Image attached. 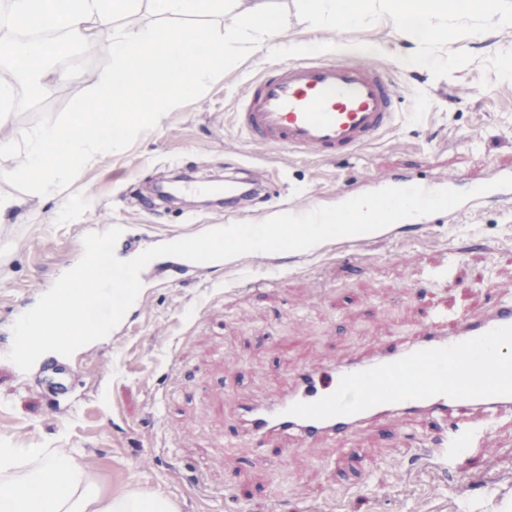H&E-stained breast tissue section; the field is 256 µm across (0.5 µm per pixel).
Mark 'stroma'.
I'll list each match as a JSON object with an SVG mask.
<instances>
[{"label": "stroma", "instance_id": "1", "mask_svg": "<svg viewBox=\"0 0 512 512\" xmlns=\"http://www.w3.org/2000/svg\"><path fill=\"white\" fill-rule=\"evenodd\" d=\"M255 0H241L240 9ZM285 41H329L338 57L382 67L400 100L394 127L349 157H302L249 142L236 122L252 81L285 63L272 45L216 62L200 89L112 154L76 170L69 183L36 193L0 178V194L24 206L0 224V347L12 340L22 304L51 287L83 254L86 234L122 225L116 245L126 260L175 232L233 224L239 211L260 222L289 204L337 202L375 190L376 179L439 175L471 183L512 169V76L498 57L512 53V28L476 16L448 22L447 38L413 46L390 16L336 30L313 28L301 0H264ZM240 9L162 19L149 6L122 25L234 30ZM442 61L410 72L409 50ZM112 60L68 63L67 92L32 103L12 79L10 133L66 122L80 111ZM466 102H456L462 89ZM265 174L258 197L190 206L165 201L153 186L182 173L216 183L246 170ZM94 201L72 204L78 191ZM142 305L127 330L76 351L69 398L50 392L39 371L18 378L0 358V443L24 448H82L103 489L138 485L164 492L178 512H512V418L501 417L483 448L463 462L440 458L446 429L394 416L333 441L297 440L285 462L262 459L242 444L240 404L264 401L295 369L344 358L369 359L384 340L411 338L436 312L477 314L512 301V201L487 200L461 215L404 220L361 249L352 239L239 268L141 274ZM468 483L470 496L453 488Z\"/></svg>", "mask_w": 512, "mask_h": 512}]
</instances>
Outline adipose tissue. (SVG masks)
<instances>
[{"label": "adipose tissue", "mask_w": 512, "mask_h": 512, "mask_svg": "<svg viewBox=\"0 0 512 512\" xmlns=\"http://www.w3.org/2000/svg\"><path fill=\"white\" fill-rule=\"evenodd\" d=\"M155 14L170 17L223 12L237 0H149ZM308 22L318 29L358 26L392 13L399 33L427 44L446 37L442 16L495 18L512 27V0H302ZM140 0H0V24L43 18L63 38L11 47L10 58L24 75L52 83L62 73L48 69L49 56L72 46L104 43L112 67L93 86L82 111L70 122L50 124L26 136V163L6 171L9 179L30 181L36 191L69 182L88 161L106 156L135 133L153 126L170 108L210 77L214 61L248 55L256 45L279 36L276 16L263 4L241 15L238 31L216 44L203 31L127 29L119 18L134 13ZM0 512H177L174 502L157 490L138 486L104 492L79 448H12L0 445Z\"/></svg>", "instance_id": "adipose-tissue-1"}]
</instances>
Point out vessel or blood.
I'll use <instances>...</instances> for the list:
<instances>
[{
    "label": "vessel or blood",
    "instance_id": "obj_1",
    "mask_svg": "<svg viewBox=\"0 0 512 512\" xmlns=\"http://www.w3.org/2000/svg\"><path fill=\"white\" fill-rule=\"evenodd\" d=\"M398 91L379 66L360 60L310 58L265 73L248 89L237 123L253 143L321 158L354 155L389 130ZM481 409L512 412V302L465 314L455 324L426 321L406 345L385 343L379 356L301 371L278 397L242 404V430L254 447L278 440L286 459L291 438L348 434L382 414H423L435 423ZM486 427L454 429L442 456L478 448Z\"/></svg>",
    "mask_w": 512,
    "mask_h": 512
}]
</instances>
